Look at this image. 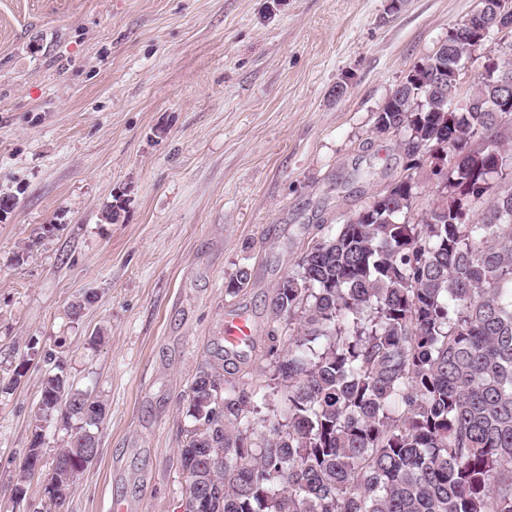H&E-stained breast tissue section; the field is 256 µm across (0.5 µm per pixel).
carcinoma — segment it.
I'll use <instances>...</instances> for the list:
<instances>
[{
  "label": "carcinoma",
  "mask_w": 512,
  "mask_h": 512,
  "mask_svg": "<svg viewBox=\"0 0 512 512\" xmlns=\"http://www.w3.org/2000/svg\"><path fill=\"white\" fill-rule=\"evenodd\" d=\"M445 43L448 56L416 64L374 115L372 133L402 135L408 173L309 244L273 288L262 388L225 379L219 352L196 372L179 462L188 486L211 492L212 512H512V102L509 112L427 102V70L448 66L451 102L462 89L454 67L478 49L465 22ZM506 49L464 99L501 96ZM435 153L448 181L413 222L412 171ZM249 282L242 268L225 294ZM44 361L54 369L40 381L17 503L49 428L68 432L53 474L82 471L87 445L99 451L104 403L74 387L54 354ZM217 397L221 421L209 418ZM278 402L275 419L262 415ZM221 451L222 464L202 462Z\"/></svg>",
  "instance_id": "1"
}]
</instances>
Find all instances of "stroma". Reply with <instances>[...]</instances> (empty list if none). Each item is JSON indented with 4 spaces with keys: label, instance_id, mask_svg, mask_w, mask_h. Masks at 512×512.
Masks as SVG:
<instances>
[{
    "label": "stroma",
    "instance_id": "1",
    "mask_svg": "<svg viewBox=\"0 0 512 512\" xmlns=\"http://www.w3.org/2000/svg\"><path fill=\"white\" fill-rule=\"evenodd\" d=\"M476 7L0 0V193L17 198L0 220V512L46 501L47 471L20 504L10 483L48 351L107 405L61 512H178L199 365L242 318L253 335L227 377L261 378L273 286L403 174L373 116ZM242 268L248 287L226 295Z\"/></svg>",
    "mask_w": 512,
    "mask_h": 512
}]
</instances>
